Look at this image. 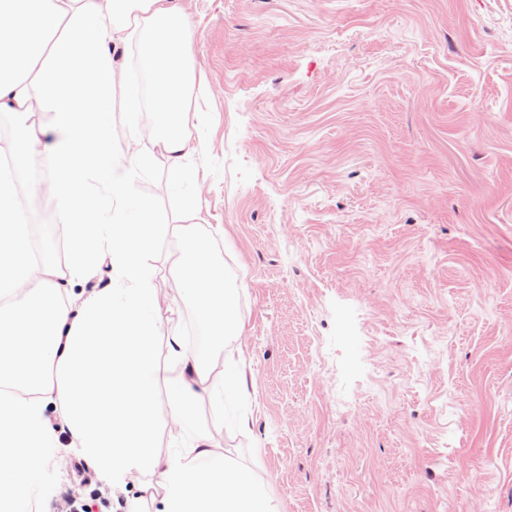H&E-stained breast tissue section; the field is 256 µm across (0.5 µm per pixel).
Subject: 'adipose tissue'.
<instances>
[{
    "instance_id": "ef3b65f1",
    "label": "adipose tissue",
    "mask_w": 512,
    "mask_h": 512,
    "mask_svg": "<svg viewBox=\"0 0 512 512\" xmlns=\"http://www.w3.org/2000/svg\"><path fill=\"white\" fill-rule=\"evenodd\" d=\"M197 30L178 0H0V112L17 133L0 159V512H37L54 486L60 452L88 462L97 481L134 486L130 512H280L249 465L225 454L214 431L248 430L246 359L229 353L244 325L224 264L201 232V208L187 199L160 221L136 176L163 156L175 185L192 182L199 112L190 50ZM135 47L149 79L156 133L138 138L142 92L116 102L112 53ZM124 112L128 141L112 146V114ZM50 116L36 127L28 119ZM46 160L45 179L71 225L69 259L58 270L33 256L18 196L24 172ZM173 237L172 295L156 287L152 263ZM191 303L214 353L191 348L163 319L173 301ZM210 404L213 424L200 420ZM186 432L177 450L165 429Z\"/></svg>"
}]
</instances>
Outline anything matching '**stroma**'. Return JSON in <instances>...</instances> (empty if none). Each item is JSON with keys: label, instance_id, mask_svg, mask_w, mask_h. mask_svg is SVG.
Instances as JSON below:
<instances>
[{"label": "stroma", "instance_id": "1", "mask_svg": "<svg viewBox=\"0 0 512 512\" xmlns=\"http://www.w3.org/2000/svg\"><path fill=\"white\" fill-rule=\"evenodd\" d=\"M181 4L253 378L221 445L281 512H512V0ZM136 187L170 215L165 159Z\"/></svg>", "mask_w": 512, "mask_h": 512}]
</instances>
